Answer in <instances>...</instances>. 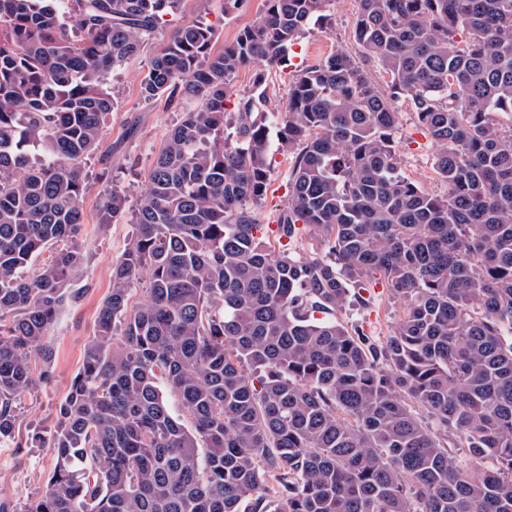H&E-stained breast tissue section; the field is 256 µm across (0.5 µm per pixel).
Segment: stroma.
Instances as JSON below:
<instances>
[{
	"label": "stroma",
	"instance_id": "stroma-1",
	"mask_svg": "<svg viewBox=\"0 0 512 512\" xmlns=\"http://www.w3.org/2000/svg\"><path fill=\"white\" fill-rule=\"evenodd\" d=\"M358 0H326L322 19L312 21L289 52L288 69L265 67L266 111L275 115L288 104V89L296 71L316 64L336 47L354 48L353 20ZM263 9V0H246L243 6L226 10L224 0H180L169 24L158 29L144 50L112 74L115 109L109 116L100 148L90 164L89 190L82 199L85 216L82 241L86 259L73 278V287L83 289L82 298L66 304L59 312L46 338L52 350V375L37 382L19 402L12 439L0 443V500L20 506L34 500L42 491L53 468L50 448L57 412L82 360L84 345L95 330L102 300L111 289L113 264L122 255L133 227L128 219L106 226L98 222L100 194L105 185L125 188L129 203H136L145 190V175L181 114L160 102L144 101L140 83L152 59L168 42L174 28L205 21L212 25L214 50L230 43L244 26L252 23ZM401 172L413 178L426 191L440 194L445 186L430 166L429 139L411 117H404L396 142ZM268 163L269 184L265 196L252 206L264 226V240L277 246L276 219L286 209L290 195L288 176L290 154L271 146ZM368 306H349L338 312L337 320L359 327L376 341H385L402 309L384 282L368 288Z\"/></svg>",
	"mask_w": 512,
	"mask_h": 512
}]
</instances>
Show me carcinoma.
I'll return each instance as SVG.
<instances>
[{"label": "carcinoma", "mask_w": 512, "mask_h": 512, "mask_svg": "<svg viewBox=\"0 0 512 512\" xmlns=\"http://www.w3.org/2000/svg\"><path fill=\"white\" fill-rule=\"evenodd\" d=\"M324 2L265 0L218 52L209 24L177 27L153 58L141 96L182 118L59 406L52 475L0 512H512V0H358L357 49L296 74L275 126L260 71L227 111L235 74L287 65ZM178 4L0 0V442L81 296L110 74ZM401 103L441 195L398 168ZM273 138L293 154L276 233L320 235L327 259L257 236ZM127 208L105 187L99 223ZM377 275L403 308L380 345L336 319Z\"/></svg>", "instance_id": "cac0c4a2"}]
</instances>
